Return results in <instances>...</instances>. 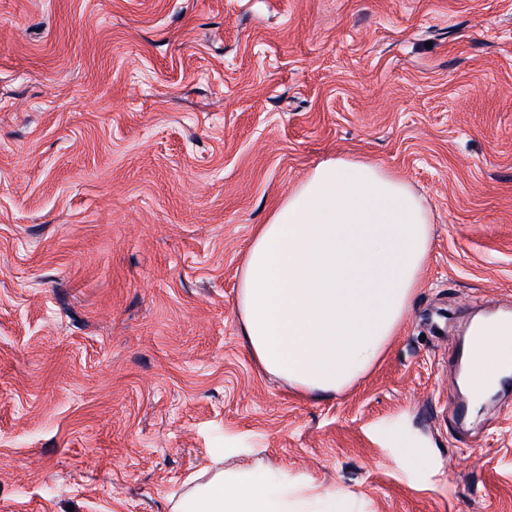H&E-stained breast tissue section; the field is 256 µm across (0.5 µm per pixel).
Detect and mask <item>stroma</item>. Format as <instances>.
Wrapping results in <instances>:
<instances>
[{
	"instance_id": "1",
	"label": "stroma",
	"mask_w": 512,
	"mask_h": 512,
	"mask_svg": "<svg viewBox=\"0 0 512 512\" xmlns=\"http://www.w3.org/2000/svg\"><path fill=\"white\" fill-rule=\"evenodd\" d=\"M433 224L381 360L331 398L239 332L254 225L328 157ZM512 0H0V512H171L224 449L353 512H512ZM503 317H488L475 324L484 328V332L468 341L466 356L468 374L461 384L466 389L469 374L479 378L486 389H491L499 373L512 366V356L508 354L512 346V334L503 336L499 322Z\"/></svg>"
}]
</instances>
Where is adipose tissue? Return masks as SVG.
<instances>
[{"label": "adipose tissue", "mask_w": 512, "mask_h": 512, "mask_svg": "<svg viewBox=\"0 0 512 512\" xmlns=\"http://www.w3.org/2000/svg\"><path fill=\"white\" fill-rule=\"evenodd\" d=\"M431 243L421 197L381 164L332 157L256 225L237 295L241 336L264 372L333 396L382 357L420 284ZM466 346L485 388L512 367V335L482 319ZM351 512L345 494L213 459L189 477L172 512Z\"/></svg>", "instance_id": "adipose-tissue-1"}]
</instances>
